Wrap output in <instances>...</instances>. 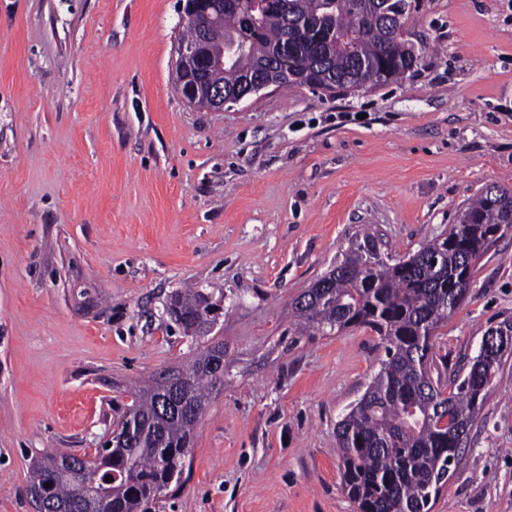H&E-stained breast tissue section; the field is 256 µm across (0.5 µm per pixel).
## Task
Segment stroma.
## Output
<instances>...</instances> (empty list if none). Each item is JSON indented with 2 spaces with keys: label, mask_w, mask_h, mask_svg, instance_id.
<instances>
[{
  "label": "stroma",
  "mask_w": 512,
  "mask_h": 512,
  "mask_svg": "<svg viewBox=\"0 0 512 512\" xmlns=\"http://www.w3.org/2000/svg\"><path fill=\"white\" fill-rule=\"evenodd\" d=\"M409 3L402 79L212 111L175 88L182 0H0V512H34L33 459L93 453L115 403L218 341L158 512H357L336 424L385 350L365 327L300 333L293 302L365 231L399 259L512 188V0ZM190 286L209 335L166 311ZM503 322L512 232L434 338L446 390ZM431 512H512V352Z\"/></svg>",
  "instance_id": "1"
}]
</instances>
